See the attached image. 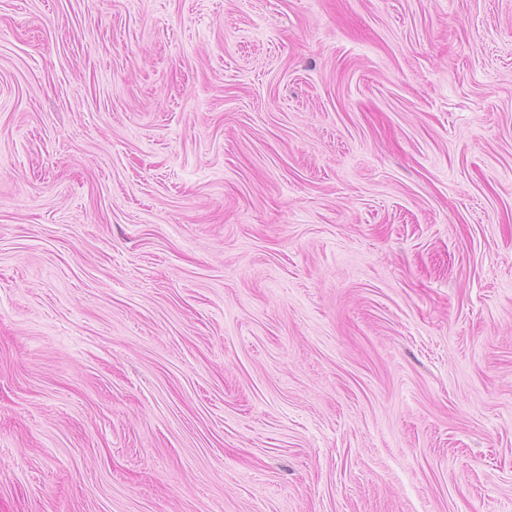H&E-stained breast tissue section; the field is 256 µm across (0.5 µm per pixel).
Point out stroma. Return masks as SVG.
<instances>
[{"label":"stroma","mask_w":512,"mask_h":512,"mask_svg":"<svg viewBox=\"0 0 512 512\" xmlns=\"http://www.w3.org/2000/svg\"><path fill=\"white\" fill-rule=\"evenodd\" d=\"M0 512H512V0H0Z\"/></svg>","instance_id":"stroma-1"}]
</instances>
